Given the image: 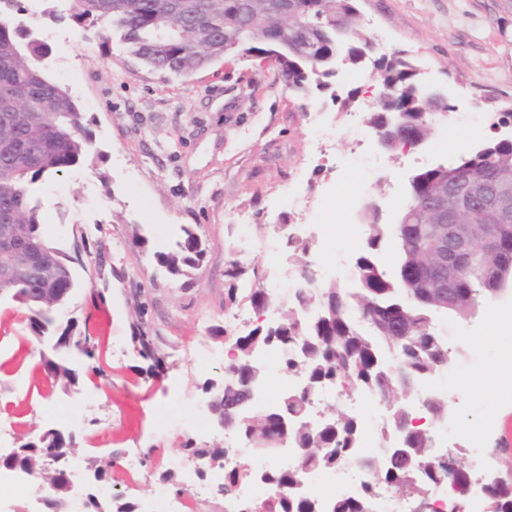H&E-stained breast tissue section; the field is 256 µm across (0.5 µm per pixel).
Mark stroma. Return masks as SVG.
Listing matches in <instances>:
<instances>
[{
    "mask_svg": "<svg viewBox=\"0 0 512 512\" xmlns=\"http://www.w3.org/2000/svg\"><path fill=\"white\" fill-rule=\"evenodd\" d=\"M377 54L401 51L425 81L446 85L452 116H436L420 149L378 152L365 143L348 158L355 132L342 124L330 92L289 90L276 67L227 55L187 76L152 70L108 39L101 22L73 19V0H21L9 21L46 43L42 67L66 87L93 144L80 162L33 186L43 232L72 258L78 286L56 333L75 327L105 351L78 358L76 379H49L55 352L39 341L30 312L0 301V453L19 435L57 429L72 435L68 470L81 484L87 459L108 465L114 451L139 449L142 471L112 470V491L150 512V498L172 494L162 473L185 457L204 419L208 444H223L201 403L202 384L224 368V337L257 323L249 300L225 307L224 270L238 262L245 288L288 301L284 273L311 264L324 279H349L373 203L382 221H398L413 171L458 160L491 137L494 115L512 110V0H357ZM330 151H311L313 131ZM322 225L326 243L306 259L289 258L278 227ZM192 228L204 254L177 279L155 252ZM144 308L167 360L155 375L134 352L131 325ZM458 359L436 381L448 418L434 426L448 450L473 473H506L512 454L498 445L499 408L512 401V288L485 298L476 317H434Z\"/></svg>",
    "mask_w": 512,
    "mask_h": 512,
    "instance_id": "obj_1",
    "label": "stroma"
}]
</instances>
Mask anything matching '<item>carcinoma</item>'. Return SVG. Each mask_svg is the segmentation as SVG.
<instances>
[{"instance_id": "obj_1", "label": "carcinoma", "mask_w": 512, "mask_h": 512, "mask_svg": "<svg viewBox=\"0 0 512 512\" xmlns=\"http://www.w3.org/2000/svg\"><path fill=\"white\" fill-rule=\"evenodd\" d=\"M270 2L239 0L235 14L230 15L226 0H76L75 17L104 23L143 64L182 76L219 57L253 52V38L272 18ZM341 12L354 13L347 43L336 30V15ZM278 38L283 59L274 64L280 71L288 70L293 88L304 91L308 82L320 87L322 79L333 75L336 53L355 66L359 51L370 42L356 0H294V16L278 27ZM47 54V45L29 30L0 23V236L17 241L6 264L7 294L30 310L31 326L39 336L54 326L55 308L34 302L38 291L74 289L77 281L66 256L40 232L32 185L46 174L75 165L92 145L69 91L37 66ZM374 69L381 87L398 93L403 112L394 116L375 109L368 113L367 125L376 129L394 116L403 120L413 137L429 141L433 116L451 107L415 93L420 86L418 69L401 52L381 55ZM460 168L512 191V138L486 139L451 166L438 164L416 173L410 187L415 204L403 206L399 215L401 262L393 277L376 259L389 228L379 222L378 210L368 209L362 215L365 246L354 263L356 287L338 281L318 287L307 282L294 289L275 334L256 326L235 337L238 355L225 368L226 379L235 383L236 391L224 395L225 409L243 398L253 351L277 350L278 370L300 379L275 406L260 407L235 422L245 443L271 457L278 450L275 427L282 410L288 413V446L298 450L292 467L272 468L266 474L268 489L286 486L288 495L269 493L254 504L258 512H323V506L308 498L301 486L308 477L332 473L359 453L362 424L358 417L338 412L321 424L310 418L316 392L327 385L379 398L390 409V429L399 437L398 447L364 461L369 481L354 495L336 496L328 503V512H367L380 484L416 501L430 498L438 487L454 496L456 486L473 477L462 467L451 485L448 465L417 468V460L433 447L432 436L411 410L397 402L400 393L428 380L453 359L443 336L432 326V315L446 312L464 318L482 297L494 296L512 282V220H502L498 210L489 208L463 209L450 218L451 223L466 226L472 249L457 257L466 275L451 285L448 297L440 296L435 282L415 276V270L432 262L423 243L435 239L440 228L426 199ZM182 231L173 249L155 253L156 261L178 278L188 276L204 253L197 234L189 227ZM489 233L497 240L493 248L484 244ZM132 329L134 350L152 361L147 369L152 375L165 356L156 350L151 328L138 311ZM424 402L431 418L447 417L444 396L432 391L424 395ZM183 447L189 455L215 464L224 459V448L219 446L197 447L188 440ZM19 449L17 462L45 477L53 499L63 500L64 485L53 469L59 442L48 439L35 446L24 442ZM483 500V512H512V487L492 483ZM92 512H136V506L115 495L100 499Z\"/></svg>"}]
</instances>
